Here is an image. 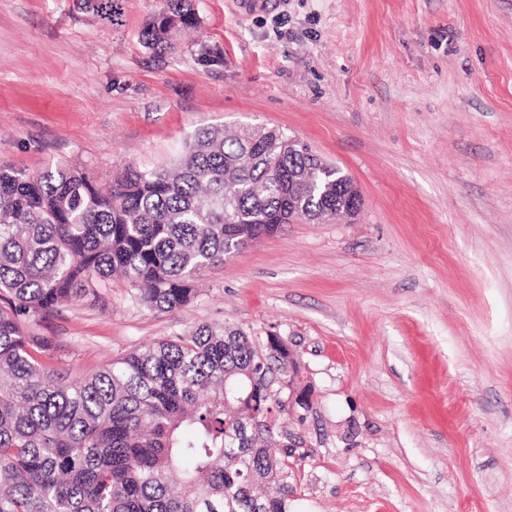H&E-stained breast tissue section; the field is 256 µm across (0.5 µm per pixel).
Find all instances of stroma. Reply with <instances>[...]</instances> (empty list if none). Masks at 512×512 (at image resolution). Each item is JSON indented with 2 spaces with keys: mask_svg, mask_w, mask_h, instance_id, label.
<instances>
[{
  "mask_svg": "<svg viewBox=\"0 0 512 512\" xmlns=\"http://www.w3.org/2000/svg\"><path fill=\"white\" fill-rule=\"evenodd\" d=\"M0 0V165L102 186L202 126L275 127L338 166L358 213L296 221L157 312L113 282L31 319L73 381L205 323L280 336L312 407L292 512H512V0ZM163 10L151 17L139 32L141 45L154 52L173 48L187 32L198 26V16L190 0H166Z\"/></svg>",
  "mask_w": 512,
  "mask_h": 512,
  "instance_id": "stroma-1",
  "label": "stroma"
}]
</instances>
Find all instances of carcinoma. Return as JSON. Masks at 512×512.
<instances>
[{
    "instance_id": "obj_1",
    "label": "carcinoma",
    "mask_w": 512,
    "mask_h": 512,
    "mask_svg": "<svg viewBox=\"0 0 512 512\" xmlns=\"http://www.w3.org/2000/svg\"><path fill=\"white\" fill-rule=\"evenodd\" d=\"M80 6L112 20L115 0ZM166 0L139 32L154 52L196 29ZM276 128L203 127L166 168L128 166L100 190L65 163L0 166V512H288V349L213 323L63 383L27 319L119 275L150 310L196 297L202 272L296 220L359 206L351 179Z\"/></svg>"
}]
</instances>
